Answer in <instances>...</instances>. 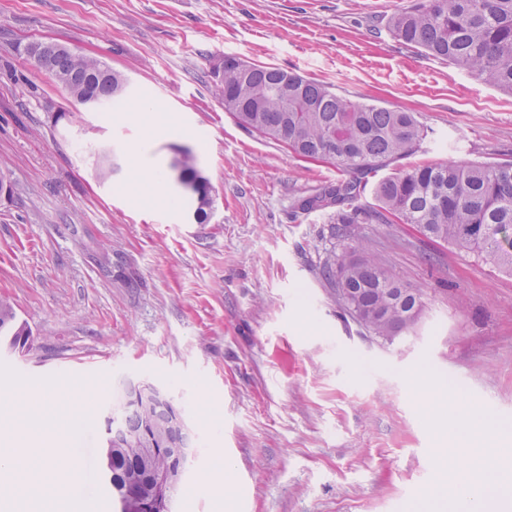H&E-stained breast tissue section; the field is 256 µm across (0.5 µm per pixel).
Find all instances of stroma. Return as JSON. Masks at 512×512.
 <instances>
[{
	"instance_id": "1",
	"label": "stroma",
	"mask_w": 512,
	"mask_h": 512,
	"mask_svg": "<svg viewBox=\"0 0 512 512\" xmlns=\"http://www.w3.org/2000/svg\"><path fill=\"white\" fill-rule=\"evenodd\" d=\"M414 0H0V298L32 349L0 356V390L103 394L80 410V463L98 464L103 421L126 382L168 391L196 451L173 512H414L439 494L435 433L413 394L452 393L512 446V275L410 224H350L416 288L413 328L388 342L336 300L322 272L335 207L300 199L343 180L225 112L212 68L233 54L415 113L421 149L388 166L512 163V93L397 40L389 18ZM52 41L128 80L118 107L72 103L22 55ZM65 110L54 120L56 110ZM190 148L216 198L209 223L160 202L146 176ZM110 151L118 164L90 158ZM0 411V446L40 416ZM222 449L233 490L211 487ZM107 480L30 512H115Z\"/></svg>"
}]
</instances>
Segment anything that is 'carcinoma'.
Instances as JSON below:
<instances>
[{
  "label": "carcinoma",
  "instance_id": "carcinoma-1",
  "mask_svg": "<svg viewBox=\"0 0 512 512\" xmlns=\"http://www.w3.org/2000/svg\"><path fill=\"white\" fill-rule=\"evenodd\" d=\"M403 43L422 48L475 75L482 82L512 91V0H416L390 19ZM24 55L36 66L48 60L69 78L73 94L104 106L119 102L125 79L104 61L76 54L52 42H31ZM224 110L247 129L297 156L324 159L353 178L303 199L312 211L349 204L360 193L364 175L419 151L423 128L411 112L351 100L324 83L264 64H248L224 55L214 69ZM184 196L196 223L211 214V187L194 153L181 156ZM375 204L336 211L338 224H413L433 242L473 253L503 272L512 273V164H423L379 179ZM336 288L354 292L343 307L375 336L393 340L415 322L421 297L408 282L392 275L367 250L364 238L341 250L331 249L323 265ZM30 332L12 305L0 299V343L29 342ZM127 385L125 402L109 414L103 448L110 453L106 473L117 500L138 496L147 480L167 470L168 442L163 430L175 409L160 403L145 413Z\"/></svg>",
  "mask_w": 512,
  "mask_h": 512
}]
</instances>
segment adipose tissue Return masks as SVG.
<instances>
[{
    "label": "adipose tissue",
    "mask_w": 512,
    "mask_h": 512,
    "mask_svg": "<svg viewBox=\"0 0 512 512\" xmlns=\"http://www.w3.org/2000/svg\"><path fill=\"white\" fill-rule=\"evenodd\" d=\"M421 402L433 410L447 414L448 427L458 440L457 446L437 447L436 455L444 468L443 488L453 512H487L488 508L512 502V455L494 447L480 419L460 417L453 399L421 394ZM33 453L25 440H17L8 452L0 453V499L17 497L23 491L15 482L19 473L29 471ZM495 459L496 467H486L487 459ZM41 472L52 481L58 493H77L84 472L77 462H61L57 453L49 451L41 458Z\"/></svg>",
    "instance_id": "adipose-tissue-1"
}]
</instances>
